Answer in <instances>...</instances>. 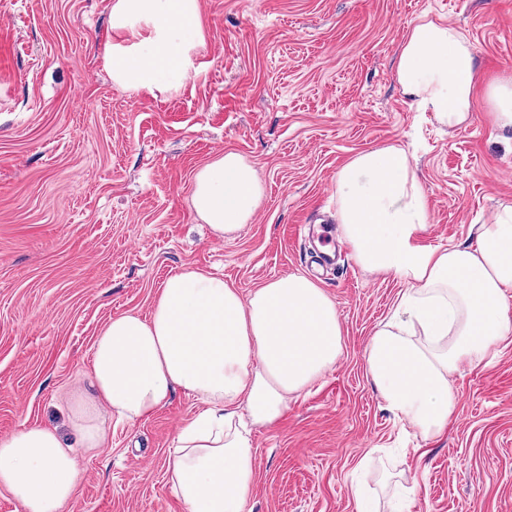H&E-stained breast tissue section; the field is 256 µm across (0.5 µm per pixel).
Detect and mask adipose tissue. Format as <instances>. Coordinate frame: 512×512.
<instances>
[{
    "label": "adipose tissue",
    "instance_id": "obj_1",
    "mask_svg": "<svg viewBox=\"0 0 512 512\" xmlns=\"http://www.w3.org/2000/svg\"><path fill=\"white\" fill-rule=\"evenodd\" d=\"M107 50L118 87L152 94L182 86L204 44L200 0H113ZM394 80L410 108L448 129L466 123L483 97L490 126L512 131V75L483 77L475 46L458 28L420 17L397 52ZM256 168L227 152L194 176L190 204L216 236L258 209ZM337 222L365 271L401 280L395 314L379 323L365 353L388 411L425 437L454 410L461 365L479 366L512 337V204L481 224L476 244L428 248L426 191L404 148L358 154L336 177ZM333 300L291 274L249 296L198 269L170 277L147 316L125 313L92 346L90 388L72 394L75 447L101 448L106 420L136 422L174 390L201 408L175 438L169 482L185 512H246L256 478L251 432L275 424L341 354ZM75 447L53 429L28 426L0 440V488L23 512H62L79 472Z\"/></svg>",
    "mask_w": 512,
    "mask_h": 512
}]
</instances>
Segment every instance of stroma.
I'll return each mask as SVG.
<instances>
[{
  "label": "stroma",
  "mask_w": 512,
  "mask_h": 512,
  "mask_svg": "<svg viewBox=\"0 0 512 512\" xmlns=\"http://www.w3.org/2000/svg\"><path fill=\"white\" fill-rule=\"evenodd\" d=\"M205 45L183 86L157 96L113 84L111 0H0V439L25 425L68 435L67 400L89 382L112 317L148 315L168 276L200 269L241 296L291 273L335 301V366L252 430L250 512H512V344L452 379L440 435L403 429L365 351L403 283L329 269L297 228L336 215V176L356 155L404 147L428 198L424 247L476 242L512 203V134L484 103L456 130L412 111L392 61L418 17L459 27L483 71L512 72V0H200ZM234 152L257 169L262 204L216 238L192 209L199 169ZM200 409L175 391L108 448L78 456L63 512H184L168 482L178 431ZM370 481L351 491L360 463Z\"/></svg>",
  "instance_id": "stroma-1"
}]
</instances>
